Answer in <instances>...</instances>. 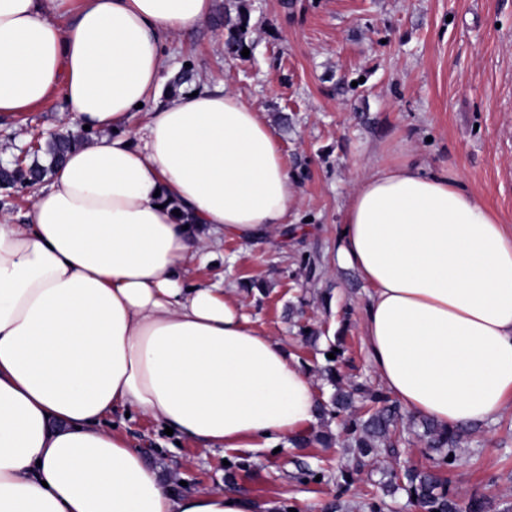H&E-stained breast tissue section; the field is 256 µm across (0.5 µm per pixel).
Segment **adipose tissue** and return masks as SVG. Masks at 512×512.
Returning <instances> with one entry per match:
<instances>
[{
    "label": "adipose tissue",
    "mask_w": 512,
    "mask_h": 512,
    "mask_svg": "<svg viewBox=\"0 0 512 512\" xmlns=\"http://www.w3.org/2000/svg\"><path fill=\"white\" fill-rule=\"evenodd\" d=\"M213 0H0V113L62 93L97 130L0 221V512H259L225 490L175 494L116 430L117 407L204 448H266L315 422L308 373L224 289L187 288L198 230L246 242L297 197L263 115L231 86L157 95L164 47ZM192 222L182 226L178 213ZM339 264L369 287L374 369L442 428L512 402V224L458 174L415 158L363 171Z\"/></svg>",
    "instance_id": "obj_1"
}]
</instances>
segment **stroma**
<instances>
[{"label": "stroma", "instance_id": "1", "mask_svg": "<svg viewBox=\"0 0 512 512\" xmlns=\"http://www.w3.org/2000/svg\"><path fill=\"white\" fill-rule=\"evenodd\" d=\"M250 18L247 59L226 54L227 31L213 21L182 35L164 71L191 66L193 88L235 89L270 120L298 203L288 215L296 233L260 245L215 241L189 266V283L237 289L251 322L283 343L306 367L316 400L332 387L319 368L330 344L343 379L378 385L364 342L367 287L339 265L342 210L361 166L393 164L414 153L427 171L459 173L468 191L512 220V0H241ZM65 103L54 95L34 111L0 116V165L8 166L34 136L62 126ZM320 330L316 343L304 329ZM116 427L176 494L233 490L282 512H369L383 471L432 464L411 442L400 458L378 459L343 482L345 443L279 451H201L198 442L165 434L160 423L116 410ZM451 468L450 489L512 506V404L477 425ZM324 466L321 482L303 481L302 464Z\"/></svg>", "mask_w": 512, "mask_h": 512}]
</instances>
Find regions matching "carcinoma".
<instances>
[{
  "label": "carcinoma",
  "instance_id": "1",
  "mask_svg": "<svg viewBox=\"0 0 512 512\" xmlns=\"http://www.w3.org/2000/svg\"><path fill=\"white\" fill-rule=\"evenodd\" d=\"M224 26L229 31L226 41L228 52L235 56L241 55L243 48L247 46L248 15L240 11L233 19L226 12ZM80 144L81 140L71 134L51 137L45 144V153L49 156L48 164L34 160L12 168H0V185L8 189L27 185L34 179L44 181ZM326 362L327 365L321 369V375L334 387V392L330 397V409L324 408L322 412L341 421L347 447L353 451V472H362L381 456L398 455L396 434L403 425L399 406L386 393L368 385L343 383L333 366V360L328 358ZM410 427L425 447L438 455L437 466L440 468L455 464L458 449L472 433L471 428L462 426L442 429L426 417L417 421L410 420ZM351 473H342L344 481H349ZM386 476V494L394 497L403 492L409 503L422 512H498L499 505L485 498L471 497L462 500L450 495L448 479L432 469L407 466L398 472L390 471Z\"/></svg>",
  "mask_w": 512,
  "mask_h": 512
}]
</instances>
